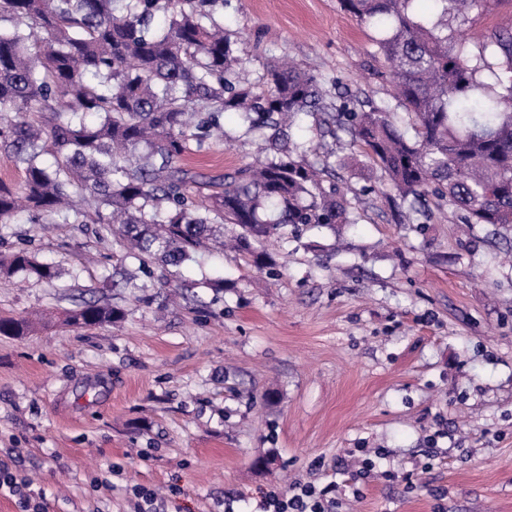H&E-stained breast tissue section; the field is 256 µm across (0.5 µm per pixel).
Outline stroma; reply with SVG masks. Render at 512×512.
Segmentation results:
<instances>
[{"label": "stroma", "mask_w": 512, "mask_h": 512, "mask_svg": "<svg viewBox=\"0 0 512 512\" xmlns=\"http://www.w3.org/2000/svg\"><path fill=\"white\" fill-rule=\"evenodd\" d=\"M464 27L477 54L512 28V0H484ZM224 28L249 81L286 59L393 101L381 31L339 0H224ZM327 144L355 221L269 242L272 271L213 249L144 274L96 224L22 212L0 229V254L61 272L0 275V318L49 321L0 335V461L48 512H129L135 485L180 486L181 512H254L267 492L333 479L336 512H512V229L465 226L433 196L402 223L364 146ZM253 158L218 141L183 164L210 177ZM128 272L143 291L121 287ZM86 301L123 317L65 325ZM0 272L6 275L22 273L24 277H34L38 280L53 281L58 279L61 272L53 265L42 263L24 249H19L7 256L0 257Z\"/></svg>", "instance_id": "1"}]
</instances>
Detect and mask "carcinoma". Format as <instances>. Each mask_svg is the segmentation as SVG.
<instances>
[{
  "label": "carcinoma",
  "instance_id": "1",
  "mask_svg": "<svg viewBox=\"0 0 512 512\" xmlns=\"http://www.w3.org/2000/svg\"><path fill=\"white\" fill-rule=\"evenodd\" d=\"M414 0H340L343 9L385 32L375 55L389 68L394 97L413 134L385 104L350 106L336 92L334 112L319 73L273 62L257 83L224 33V0H0V150L20 168L24 205L0 182V224L26 210L33 221L57 216L98 224L141 263L181 268L205 240L229 238L258 268L276 261L271 238L308 224H351L324 138L340 128L360 142L398 196L448 200L467 224L512 228V31L495 32L469 55L448 35L481 0H437L428 23ZM241 136L261 142L264 158L208 180L184 155L227 138L224 114ZM304 117L318 139L288 130ZM51 155L48 164L44 156ZM203 189L207 193H190ZM0 272L53 281L61 272L24 249L0 257ZM121 318L86 303L69 321ZM29 325L0 319V335Z\"/></svg>",
  "mask_w": 512,
  "mask_h": 512
}]
</instances>
